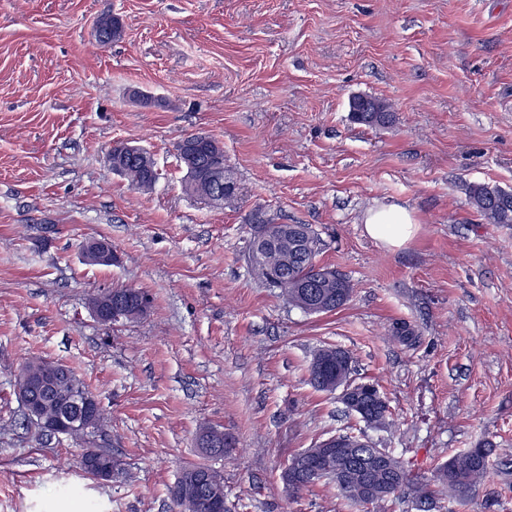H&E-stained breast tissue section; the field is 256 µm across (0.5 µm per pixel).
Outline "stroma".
<instances>
[{
	"label": "stroma",
	"mask_w": 512,
	"mask_h": 512,
	"mask_svg": "<svg viewBox=\"0 0 512 512\" xmlns=\"http://www.w3.org/2000/svg\"><path fill=\"white\" fill-rule=\"evenodd\" d=\"M107 16L123 31L104 46ZM356 95L394 124L353 123ZM195 133L223 145L231 205L185 192L176 146ZM118 142L153 157L151 190L113 170ZM474 183L512 190V0H0V512H171L186 465L223 475L232 512H361L281 479L350 431L427 477L491 443L448 512H512V226L472 207ZM388 204L416 226L398 249L364 231ZM263 221L309 225L350 301L307 314L257 278ZM91 237L118 263L85 264ZM115 286L148 313L98 321L89 299ZM327 346L378 383L391 428L311 386ZM32 359L95 395L88 440L30 422L14 381ZM206 425L229 453L202 452ZM89 448L111 453L110 480L80 469Z\"/></svg>",
	"instance_id": "35a3bbf8"
}]
</instances>
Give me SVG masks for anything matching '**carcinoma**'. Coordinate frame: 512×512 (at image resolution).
Listing matches in <instances>:
<instances>
[{"instance_id":"carcinoma-1","label":"carcinoma","mask_w":512,"mask_h":512,"mask_svg":"<svg viewBox=\"0 0 512 512\" xmlns=\"http://www.w3.org/2000/svg\"><path fill=\"white\" fill-rule=\"evenodd\" d=\"M102 36L98 40L108 44L119 38L122 25L116 17H105L99 21ZM353 122L369 127H387L395 121L394 113L379 99L370 96H355L349 103ZM178 156L187 170L185 191L193 196L205 197L213 192V179L201 172L205 155L224 151L215 140L201 143L188 139L177 144ZM112 169L126 172L131 185L149 190L156 180L155 163L145 156L134 162L125 159L123 147H112ZM471 205L491 224H512V191L486 184L468 187ZM319 241L306 224H290L288 231L276 236L275 243L262 260H251L254 273L261 279L274 283L281 289L289 304L308 314H326L344 306L353 292V285L342 274L321 266L317 262ZM311 385L324 392L336 391L338 385L352 380L350 355L334 347L319 350L309 366ZM86 390L85 384L70 373L69 379L59 391L43 398L42 419L37 427L46 435L54 431L45 422L63 413L72 399V393ZM356 393L364 394L363 421L372 428L384 429L392 425L388 405L378 387L362 382ZM337 448H324L315 444L310 451L319 454L316 465L322 472L307 480L306 487L320 482L332 483L336 491L356 505L379 508L400 490L412 497L420 512H441L442 497L458 496L472 490L487 473L490 448L479 445L453 455L448 461L437 465L431 476L412 474L398 458L378 449L360 435H339ZM384 457V466L375 464L372 450ZM207 479L211 494L224 497V478L209 467L187 465L170 488V497L175 512H209L206 501L197 491L201 479Z\"/></svg>"}]
</instances>
